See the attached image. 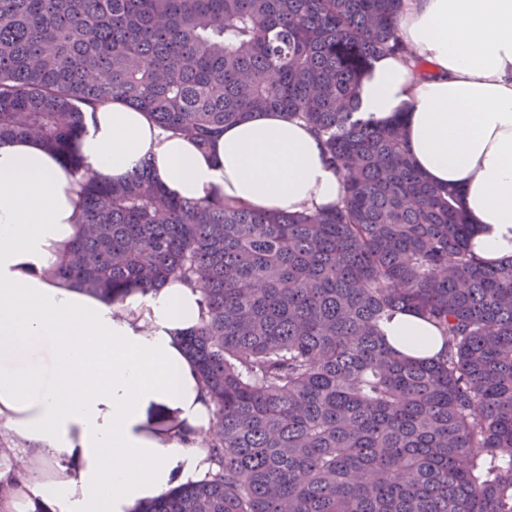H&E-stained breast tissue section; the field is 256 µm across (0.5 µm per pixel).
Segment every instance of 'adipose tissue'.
<instances>
[{
  "label": "adipose tissue",
  "mask_w": 512,
  "mask_h": 512,
  "mask_svg": "<svg viewBox=\"0 0 512 512\" xmlns=\"http://www.w3.org/2000/svg\"><path fill=\"white\" fill-rule=\"evenodd\" d=\"M397 27L425 69L379 57L359 84L361 114L401 120L424 177L459 191L475 255L510 257L512 0H405ZM75 149L115 182L150 161L191 202L301 212L343 197L313 130L282 112L226 126L202 150L118 98L88 110ZM81 182L38 140H0V418L32 444L0 512H138L214 468L200 446L213 406L179 341L199 322V290L175 281L108 305L54 275L81 231ZM382 330L411 357L443 346L413 313Z\"/></svg>",
  "instance_id": "ef3b65f1"
}]
</instances>
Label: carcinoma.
<instances>
[{
    "label": "carcinoma",
    "instance_id": "carcinoma-1",
    "mask_svg": "<svg viewBox=\"0 0 512 512\" xmlns=\"http://www.w3.org/2000/svg\"><path fill=\"white\" fill-rule=\"evenodd\" d=\"M403 0H0V139L81 168L86 108L115 98L206 147L256 112L306 122L344 180L322 211L175 200L143 161L86 173L58 275L108 304L201 292L181 336L213 404L215 469L139 512H512V258L472 250L458 192L415 167L399 121L357 112ZM413 312L412 359L380 324ZM387 342L411 357H432L443 347L439 331L422 317L401 312L382 325ZM409 336H432L431 341L411 344Z\"/></svg>",
    "mask_w": 512,
    "mask_h": 512
}]
</instances>
